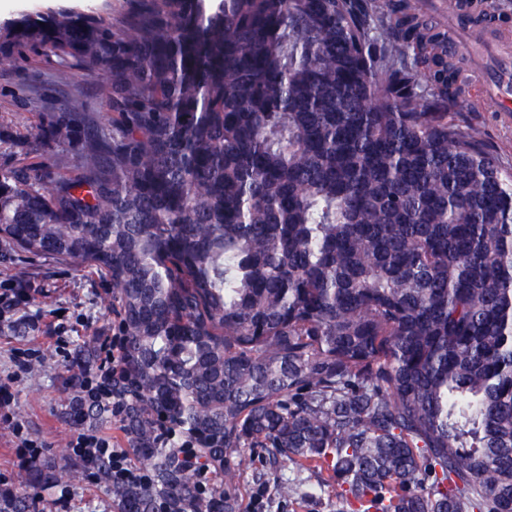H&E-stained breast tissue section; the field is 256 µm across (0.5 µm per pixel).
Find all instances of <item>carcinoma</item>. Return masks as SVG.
<instances>
[{
    "label": "carcinoma",
    "mask_w": 512,
    "mask_h": 512,
    "mask_svg": "<svg viewBox=\"0 0 512 512\" xmlns=\"http://www.w3.org/2000/svg\"><path fill=\"white\" fill-rule=\"evenodd\" d=\"M32 55L109 79L75 172L0 168V237L112 279V392L151 470L109 484L122 512H235L197 473L244 448L336 474V512H512V171L448 120L460 72L416 0L0 25V66Z\"/></svg>",
    "instance_id": "1"
}]
</instances>
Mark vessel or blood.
Here are the masks:
<instances>
[{
	"mask_svg": "<svg viewBox=\"0 0 512 512\" xmlns=\"http://www.w3.org/2000/svg\"><path fill=\"white\" fill-rule=\"evenodd\" d=\"M460 11L482 30L481 37L470 48L471 55L477 58L490 52L495 57L493 67L482 72L484 92L499 101L502 111L512 112V35L489 19L483 0H465Z\"/></svg>",
	"mask_w": 512,
	"mask_h": 512,
	"instance_id": "1",
	"label": "vessel or blood"
}]
</instances>
